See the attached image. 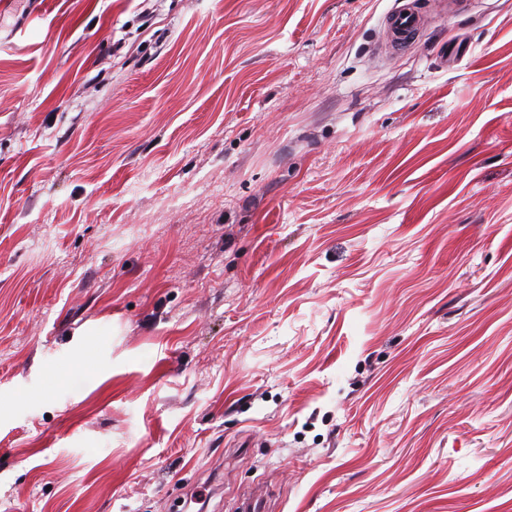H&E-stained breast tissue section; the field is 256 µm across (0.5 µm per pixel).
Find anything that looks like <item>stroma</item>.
<instances>
[{"instance_id": "1", "label": "stroma", "mask_w": 512, "mask_h": 512, "mask_svg": "<svg viewBox=\"0 0 512 512\" xmlns=\"http://www.w3.org/2000/svg\"><path fill=\"white\" fill-rule=\"evenodd\" d=\"M394 3L0 23V512H512V0ZM426 21L417 0L396 1L384 17L386 49L400 51L413 44L426 27Z\"/></svg>"}]
</instances>
